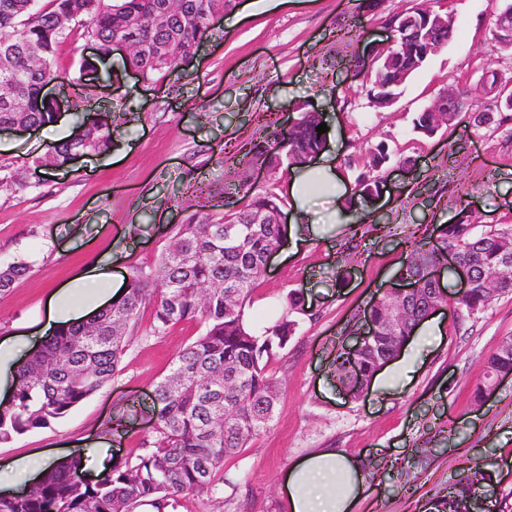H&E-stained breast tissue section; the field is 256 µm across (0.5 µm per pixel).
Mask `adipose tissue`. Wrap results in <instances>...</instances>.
<instances>
[{"label":"adipose tissue","instance_id":"adipose-tissue-1","mask_svg":"<svg viewBox=\"0 0 512 512\" xmlns=\"http://www.w3.org/2000/svg\"><path fill=\"white\" fill-rule=\"evenodd\" d=\"M289 512H352L364 491L360 461L325 450L295 462L284 477Z\"/></svg>","mask_w":512,"mask_h":512}]
</instances>
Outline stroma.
Returning a JSON list of instances; mask_svg holds the SVG:
<instances>
[{"label": "stroma", "instance_id": "obj_1", "mask_svg": "<svg viewBox=\"0 0 512 512\" xmlns=\"http://www.w3.org/2000/svg\"><path fill=\"white\" fill-rule=\"evenodd\" d=\"M245 2L231 0L193 62L160 87L125 70L119 50L98 80H78L82 60L96 55L81 26L59 45L62 79L47 88L63 102L59 121L0 134V261L29 267L0 297V337L38 328L49 296L92 264L119 258L113 273L127 278L132 266L153 263L168 225L193 212L240 208L229 185L255 193L276 185L284 214L293 216L288 177L275 184L264 169L224 158L298 119V107L318 109L332 132L326 156L352 194L344 201L312 189L309 244L275 253L251 295L247 315L259 330L284 314L291 290H303L311 310L298 316L294 336L270 364L279 381L276 414L225 460L210 492L179 496L175 512H287L286 471L329 448L364 465L366 489L354 512H423L476 461L490 463L493 477L484 512H512V378L482 402L472 400L486 359L512 336V294L470 317L440 311L438 329L406 343L402 359L387 366V385L371 386L363 399H349L332 368L341 337L406 264V236L423 238L451 222L464 201L476 223L512 228L507 128L477 127L463 115L431 138L413 130L416 114L445 92L485 101L478 83L485 69L512 77V50L492 46L495 0H428L452 15L453 36L387 108L371 102L350 61H367L371 46L390 38V17L413 0H257L246 20L234 22ZM86 112L110 123L111 150L34 168L33 158L73 134ZM381 143L390 155L388 188L365 202L354 192L356 179L366 153ZM19 178L24 187L16 186ZM199 331L184 322L133 341L111 384L50 427L1 443L0 464L79 449L120 465L139 454L152 431L149 394ZM120 416L118 434L111 424Z\"/></svg>", "mask_w": 512, "mask_h": 512}]
</instances>
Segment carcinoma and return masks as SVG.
<instances>
[{"label": "carcinoma", "mask_w": 512, "mask_h": 512, "mask_svg": "<svg viewBox=\"0 0 512 512\" xmlns=\"http://www.w3.org/2000/svg\"><path fill=\"white\" fill-rule=\"evenodd\" d=\"M28 0H0V48H16L0 61V82L8 80L23 99L25 111L15 112L0 99L1 124H25L41 128L55 122L56 113L41 95L42 85L60 77L54 66L58 45L66 36L61 19L73 14L87 21L85 36L110 53L115 40L133 37L144 51L123 60L127 68L141 71L158 85L181 65L192 62L198 39L196 23H205L224 11L226 0H182L168 13L162 27L154 15L166 8V0H51V8L28 7ZM459 113L474 124L501 127L512 120V107L492 97L487 112L473 111L467 99L459 101ZM322 123L317 112H302L289 130L272 131V140L241 148V157L225 158L238 167L259 166L270 176L310 163L325 147L326 135H318ZM415 132L432 137L440 130L439 117L420 112L413 121ZM81 135L57 144L34 161L61 166L87 139L92 152L111 144L108 121L88 117L80 124ZM389 156L382 148L368 155L357 179L361 198L375 197L381 164ZM244 205L220 216L187 215L168 228L167 242L156 261L134 267L126 291L87 321L60 330L34 352L18 370L12 398L0 401V443L48 427L118 376L119 364L134 339V330L146 304L150 332L159 336L182 322H196L201 332L175 354L169 373L153 389L154 427L143 439L142 453L94 482L78 475L81 459L60 462L41 480L17 496L1 497L0 512H136L143 505L157 512L174 509L182 494L202 495L213 487L224 459L237 454L267 428L278 400V382L269 362L285 349L297 321L305 315V299L297 291L285 297L286 315L260 331L251 327L246 309L251 294L264 276L270 255L282 242L285 226L275 223L281 210L278 194L267 189L243 195ZM409 259L398 281L413 282L417 291L403 296L407 319L395 331L383 322L382 309L392 301L387 288L363 311L359 333L375 326L368 343L355 351L341 344L336 356V376L351 378L357 362L368 373L376 362L395 360L426 314L445 298L429 279L430 269L448 265V250L456 251L469 266L472 287L451 303L458 316L473 315L495 296L512 294V278L501 279L495 291L485 286V274L512 251V232L481 229L472 212L460 205L455 219L432 228L429 241L406 240ZM29 271L24 262L0 267V296ZM487 382L476 387L474 399L502 379L512 376V338L502 342L487 359ZM492 475L480 465L463 470L448 485L446 494L428 503L427 512H473L480 489Z\"/></svg>", "instance_id": "cac0c4a2"}]
</instances>
